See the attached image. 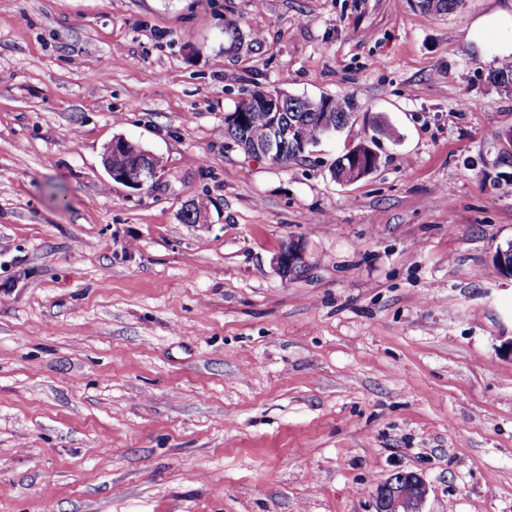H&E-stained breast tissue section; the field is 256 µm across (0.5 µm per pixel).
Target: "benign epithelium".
I'll return each instance as SVG.
<instances>
[{
    "instance_id": "obj_1",
    "label": "benign epithelium",
    "mask_w": 512,
    "mask_h": 512,
    "mask_svg": "<svg viewBox=\"0 0 512 512\" xmlns=\"http://www.w3.org/2000/svg\"><path fill=\"white\" fill-rule=\"evenodd\" d=\"M286 93L270 91L262 97L248 95L237 102L238 111L224 113V123L259 122L266 125L269 136L245 149V152L270 160L286 154L288 144L297 140L295 127L284 125L280 120ZM125 151L138 168L136 173L112 171V152ZM143 149L135 142L118 136L110 142L104 153L103 165L113 181L134 189L143 188L155 179L157 172L143 169ZM303 249L297 242L287 243L276 256V264L283 273L292 272L301 262ZM428 493L423 479L414 472H398L379 485L375 492L378 512H420L419 506Z\"/></svg>"
}]
</instances>
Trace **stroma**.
<instances>
[{
  "label": "stroma",
  "mask_w": 512,
  "mask_h": 512,
  "mask_svg": "<svg viewBox=\"0 0 512 512\" xmlns=\"http://www.w3.org/2000/svg\"><path fill=\"white\" fill-rule=\"evenodd\" d=\"M496 15L0 0V512H375L400 470L421 512H512ZM257 89L354 117L279 166L224 137ZM117 136L162 159L153 185L110 179ZM362 142L378 168L335 180ZM303 249L298 242L287 243L276 256V264L283 273L290 274L301 262Z\"/></svg>",
  "instance_id": "stroma-1"
}]
</instances>
